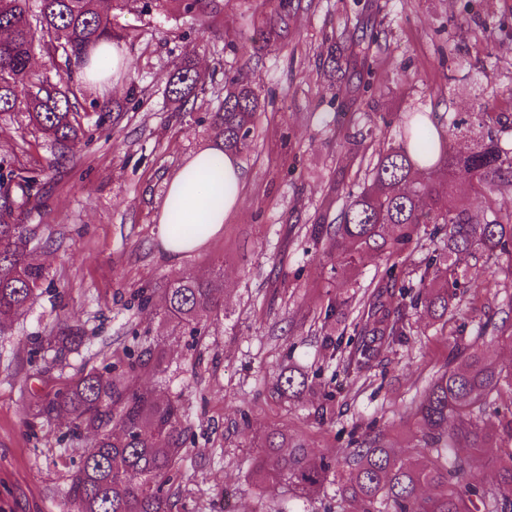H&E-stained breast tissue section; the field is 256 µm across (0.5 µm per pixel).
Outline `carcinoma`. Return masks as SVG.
Listing matches in <instances>:
<instances>
[{"label":"carcinoma","mask_w":512,"mask_h":512,"mask_svg":"<svg viewBox=\"0 0 512 512\" xmlns=\"http://www.w3.org/2000/svg\"><path fill=\"white\" fill-rule=\"evenodd\" d=\"M141 11L176 5L181 16L211 17L220 12L218 0H137ZM264 26L251 38L257 46L281 38L296 10L292 0H273ZM128 0H0V114L25 109L33 128L50 138L57 154L49 166L66 156L83 133L78 106L69 87L33 76L35 46L64 67L84 66L103 42L123 41L129 34L114 26L110 11ZM205 80L189 60L174 64L167 97L182 107L204 91ZM261 107L258 92L244 78L225 85L224 104L213 115L212 165L222 154H240L252 144L254 119ZM461 124L435 122L424 112L402 120L400 141L370 155L363 183L348 200L334 224H313L310 237L327 241L344 268L366 253L390 261L377 286L362 302L359 341L351 363L362 370L381 347L407 335L406 307L437 321L457 304L458 291L476 281L477 268L491 256L504 257L495 274L512 282V213L495 209L491 193L472 207L451 200L448 174L463 168L473 183L487 189L512 186V149L498 140L466 152L455 148ZM39 192V180L12 168L0 156V328L21 315L32 300L46 269L30 259L35 234L28 224L9 222L14 210L27 208ZM432 225L429 237L437 247L426 259L416 283H399L397 268L418 240L421 225ZM223 284L180 277L166 289L169 315L201 332L221 311ZM500 336L512 343V323L487 322L463 360L445 368L411 406L421 429L416 455L395 454L378 431L352 443L346 475L339 489V508L350 512H512V360L489 359L479 340ZM81 341V329L65 324L46 339L57 355ZM166 350L163 342L141 349L124 367L107 374L90 370L62 392L38 405L36 417L46 422L69 416L75 434L91 439L80 465L72 472L67 497L73 512H174L170 491L187 448V430L180 404L136 385L139 372L159 371ZM308 389L307 379L294 370L281 373L277 390L292 397ZM266 455L254 463L253 476L262 485L291 484L296 497L321 486L331 462L309 452L300 440L279 431L265 435ZM486 448L499 449L496 482L487 485L473 471V458ZM430 494L421 497L420 488Z\"/></svg>","instance_id":"obj_1"}]
</instances>
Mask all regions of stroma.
Segmentation results:
<instances>
[{
  "mask_svg": "<svg viewBox=\"0 0 512 512\" xmlns=\"http://www.w3.org/2000/svg\"><path fill=\"white\" fill-rule=\"evenodd\" d=\"M272 7L222 0L209 19L134 4L116 12L129 37L112 85L94 88L78 73L69 82L80 104L95 97L110 112L83 114L86 135L61 163L24 114L0 115V156L43 184L39 205L13 221L35 228L31 257L47 272L27 311L0 328V512H69L67 486L88 440L71 436L66 417L35 419L38 404L156 339L167 347L163 369L137 382L185 410L192 441L174 485L177 512H277L283 502L290 512H335L350 430L375 426L409 455L419 434L414 398L482 324L512 322V283L496 275L493 257L447 325L408 311L407 342L384 346L356 370L359 302L385 261L368 255L342 272L308 236L310 225L335 223L345 192L361 185L365 167L346 138L368 124L378 126L374 151L398 140L400 119L412 112L466 121L472 133L458 150L490 136L512 148V0H302L285 40L252 50L249 38ZM331 47L341 71L325 63ZM183 58L207 84L179 112L165 87ZM240 73L263 103L254 143L238 157L243 203L221 237L169 256L158 234L167 184L191 154L212 146L224 81ZM479 112L501 121L481 127ZM182 276L224 285L223 311L197 335L165 313L164 290ZM144 287L153 290L146 307L137 299ZM65 323L81 326L85 342L57 358L41 344ZM330 332L340 340L334 350L325 345ZM288 366L312 391L276 392ZM326 392L333 412L322 422L315 409ZM273 429L332 460L319 490L298 499L287 484L267 491L253 480L261 438Z\"/></svg>",
  "mask_w": 512,
  "mask_h": 512,
  "instance_id": "obj_1",
  "label": "stroma"
}]
</instances>
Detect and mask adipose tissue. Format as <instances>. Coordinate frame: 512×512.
Listing matches in <instances>:
<instances>
[{
  "label": "adipose tissue",
  "mask_w": 512,
  "mask_h": 512,
  "mask_svg": "<svg viewBox=\"0 0 512 512\" xmlns=\"http://www.w3.org/2000/svg\"><path fill=\"white\" fill-rule=\"evenodd\" d=\"M212 155V148L198 150L168 183L158 223L160 241L172 255L194 250L215 237L222 231L225 217L242 203L245 176L236 158L225 155L222 170L214 172L207 166ZM174 201L180 207L175 218L170 215V204ZM180 223L205 226L206 232L175 242L176 226Z\"/></svg>",
  "instance_id": "obj_1"
}]
</instances>
